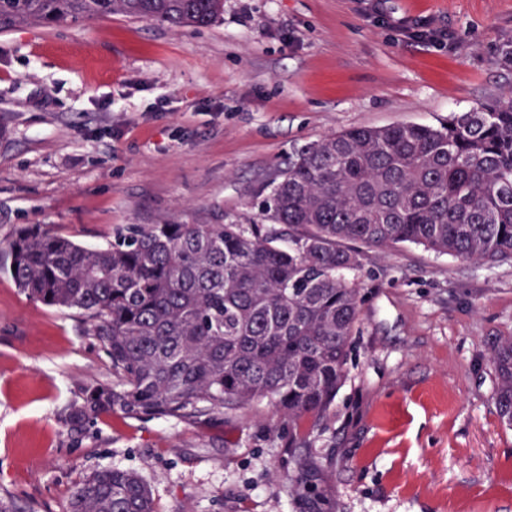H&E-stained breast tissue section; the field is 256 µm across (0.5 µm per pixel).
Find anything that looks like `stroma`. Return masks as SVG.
<instances>
[{"label":"stroma","instance_id":"1","mask_svg":"<svg viewBox=\"0 0 512 512\" xmlns=\"http://www.w3.org/2000/svg\"><path fill=\"white\" fill-rule=\"evenodd\" d=\"M421 21L446 29L435 45ZM512 93V0H224L208 28L121 16L0 33V499L66 512L92 471L138 472L157 512H305L288 432L260 404L193 423L60 422L112 379L74 312L3 271L22 224L103 245L130 224H223L294 146L433 124ZM347 379L313 433L324 512H512V430L488 354L512 334V262L362 248Z\"/></svg>","mask_w":512,"mask_h":512}]
</instances>
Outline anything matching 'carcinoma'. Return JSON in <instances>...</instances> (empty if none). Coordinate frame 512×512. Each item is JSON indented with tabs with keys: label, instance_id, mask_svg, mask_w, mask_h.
<instances>
[{
	"label": "carcinoma",
	"instance_id": "1",
	"mask_svg": "<svg viewBox=\"0 0 512 512\" xmlns=\"http://www.w3.org/2000/svg\"><path fill=\"white\" fill-rule=\"evenodd\" d=\"M115 15L203 28L224 0H0V31ZM252 208L246 224H131L97 247L24 224L3 272L28 297L81 314L111 363L112 382L81 384L61 413L68 435L105 413L206 421L265 402L288 447L306 449L291 489L316 508L312 434L346 380L362 302L348 278L355 245L512 259V93L437 124L308 142ZM490 359L495 411L512 429V336ZM68 512L157 510L138 473L105 468L73 489Z\"/></svg>",
	"mask_w": 512,
	"mask_h": 512
}]
</instances>
